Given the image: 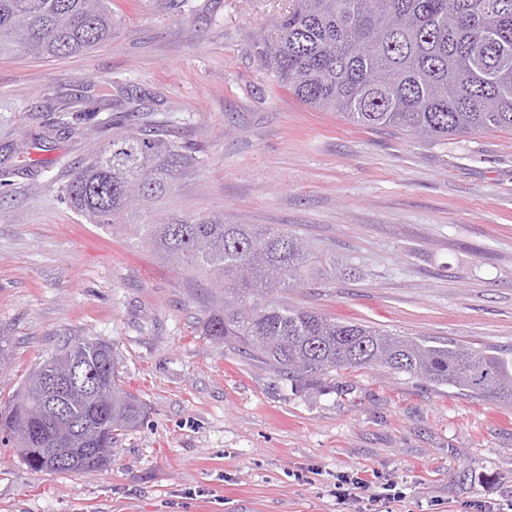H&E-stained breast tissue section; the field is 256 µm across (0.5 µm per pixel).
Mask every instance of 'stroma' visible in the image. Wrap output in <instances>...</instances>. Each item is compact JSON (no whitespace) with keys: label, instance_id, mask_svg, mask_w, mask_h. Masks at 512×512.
Returning <instances> with one entry per match:
<instances>
[{"label":"stroma","instance_id":"35a3bbf8","mask_svg":"<svg viewBox=\"0 0 512 512\" xmlns=\"http://www.w3.org/2000/svg\"><path fill=\"white\" fill-rule=\"evenodd\" d=\"M289 5L112 0L110 44L0 58V406L65 341L99 338L150 410L96 472L0 444V512H364L337 499L343 472L396 483L393 512H512V407L376 368L292 386L203 336L202 278L64 198L115 123L166 135L195 162L152 221L288 229L336 262L289 303L511 357L512 131L430 142L311 110L256 54Z\"/></svg>","mask_w":512,"mask_h":512}]
</instances>
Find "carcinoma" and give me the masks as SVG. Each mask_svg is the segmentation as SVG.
<instances>
[{
	"label": "carcinoma",
	"instance_id": "cac0c4a2",
	"mask_svg": "<svg viewBox=\"0 0 512 512\" xmlns=\"http://www.w3.org/2000/svg\"><path fill=\"white\" fill-rule=\"evenodd\" d=\"M115 26L112 0H0V56L79 53L111 42ZM276 31L257 56L277 87L315 111L435 141L512 131V0H292ZM191 164L175 141L127 130L89 153L62 191L89 223L124 224L164 260L219 284L203 334L291 382L320 392L339 371L379 367L512 404V359L339 321L284 300L336 270L287 229L212 215L149 222ZM63 360L93 372L111 404L72 397L64 418L43 420L40 441L30 421L42 406L39 376ZM147 416L110 343L78 339L31 371L0 410V434L31 469L44 471L40 449L64 433L77 451L52 471L87 473L108 466L122 437Z\"/></svg>",
	"mask_w": 512,
	"mask_h": 512
}]
</instances>
